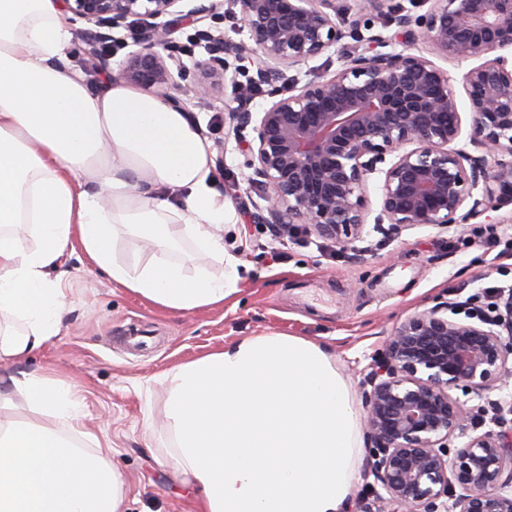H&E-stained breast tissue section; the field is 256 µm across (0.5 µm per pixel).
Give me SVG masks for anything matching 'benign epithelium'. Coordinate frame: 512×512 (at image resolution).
Listing matches in <instances>:
<instances>
[{
    "instance_id": "1",
    "label": "benign epithelium",
    "mask_w": 512,
    "mask_h": 512,
    "mask_svg": "<svg viewBox=\"0 0 512 512\" xmlns=\"http://www.w3.org/2000/svg\"><path fill=\"white\" fill-rule=\"evenodd\" d=\"M95 27L83 53L116 83L162 97L207 98L228 80L226 57L247 59L248 85H235L225 139L246 144L247 181L264 188L263 224L297 225L347 247L363 237L377 178L374 228L440 226L512 205V0H423L412 14L393 0H357V17L336 0H231L247 39L202 27L208 58L186 81L171 51L183 24L221 17L224 0H65ZM377 12L396 27L366 36L360 17ZM129 31L136 49L111 70V32ZM357 46L332 72L313 75L310 60ZM459 64L470 115L463 131L448 71L421 52ZM268 102L253 113V95ZM252 128L254 137L243 132ZM483 150L473 155L462 139ZM452 301L405 319L360 384L370 440L367 498L387 512H512V400L490 401L495 428L471 415L452 389L506 384L512 355V297L493 317L458 319ZM474 435L448 459L449 444Z\"/></svg>"
}]
</instances>
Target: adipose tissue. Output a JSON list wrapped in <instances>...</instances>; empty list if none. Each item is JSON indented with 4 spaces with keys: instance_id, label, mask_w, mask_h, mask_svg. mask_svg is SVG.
Listing matches in <instances>:
<instances>
[{
    "instance_id": "adipose-tissue-1",
    "label": "adipose tissue",
    "mask_w": 512,
    "mask_h": 512,
    "mask_svg": "<svg viewBox=\"0 0 512 512\" xmlns=\"http://www.w3.org/2000/svg\"><path fill=\"white\" fill-rule=\"evenodd\" d=\"M69 39L61 0H0V512H126L124 476L83 444L76 385L13 371L62 329L65 256L174 311L223 305L239 279L199 127L154 94L59 69ZM122 233L149 246L148 262L117 259ZM183 242L200 263L192 275ZM159 382L169 464L199 512H348L364 439L321 345L245 338ZM20 400L33 419L4 418Z\"/></svg>"
}]
</instances>
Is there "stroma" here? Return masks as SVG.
Masks as SVG:
<instances>
[{
	"mask_svg": "<svg viewBox=\"0 0 512 512\" xmlns=\"http://www.w3.org/2000/svg\"><path fill=\"white\" fill-rule=\"evenodd\" d=\"M232 97L228 87L189 97L185 110L210 144L224 250L252 266L237 293L220 308L161 310L69 258L67 327L21 366L82 390L88 428L111 445L130 486L127 512H195V493L164 461L171 438L158 378L170 367L245 337L301 336L328 348L360 410V383L396 326L437 302L482 295L488 280L512 285V259L470 243L469 222L373 231L346 248L270 235L246 207L263 190L247 184L244 155L224 139Z\"/></svg>",
	"mask_w": 512,
	"mask_h": 512,
	"instance_id": "1",
	"label": "stroma"
}]
</instances>
